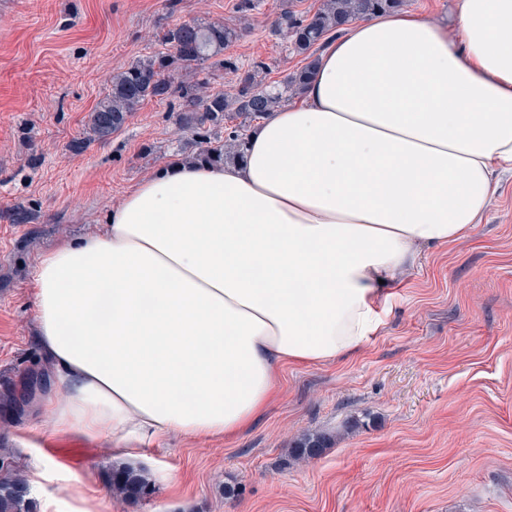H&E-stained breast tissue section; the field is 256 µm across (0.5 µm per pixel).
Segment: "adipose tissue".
I'll return each mask as SVG.
<instances>
[{
  "mask_svg": "<svg viewBox=\"0 0 512 512\" xmlns=\"http://www.w3.org/2000/svg\"><path fill=\"white\" fill-rule=\"evenodd\" d=\"M512 172V0L350 23L242 158L176 162L34 269L53 434L121 457L234 437L280 369L350 356L426 246L470 238Z\"/></svg>",
  "mask_w": 512,
  "mask_h": 512,
  "instance_id": "ef3b65f1",
  "label": "adipose tissue"
}]
</instances>
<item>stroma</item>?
I'll return each instance as SVG.
<instances>
[{
    "instance_id": "35a3bbf8",
    "label": "stroma",
    "mask_w": 512,
    "mask_h": 512,
    "mask_svg": "<svg viewBox=\"0 0 512 512\" xmlns=\"http://www.w3.org/2000/svg\"><path fill=\"white\" fill-rule=\"evenodd\" d=\"M0 0V454L30 477L36 512H512V178L483 224L426 250L390 290L384 326L351 356L288 365L268 407L231 439L173 436L133 459L155 490L113 494L112 445L43 431L47 363L33 336L39 256L104 223L143 178L175 161L167 103L145 101L78 156L112 73L183 21L237 22L226 53L270 77L300 66L271 31L282 0ZM33 220L15 224V205ZM327 432L309 460L291 449ZM54 472L36 476L41 458Z\"/></svg>"
}]
</instances>
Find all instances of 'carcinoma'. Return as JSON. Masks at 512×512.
Returning a JSON list of instances; mask_svg holds the SVG:
<instances>
[{
    "label": "carcinoma",
    "instance_id": "obj_1",
    "mask_svg": "<svg viewBox=\"0 0 512 512\" xmlns=\"http://www.w3.org/2000/svg\"><path fill=\"white\" fill-rule=\"evenodd\" d=\"M407 0H320L313 13L294 9V0L281 10L275 31L284 35L289 50L303 57L304 65L283 82L267 81L271 67L254 61L241 67L231 56L219 58L241 31L219 22H180L159 38L165 50L142 56L112 75L107 95L91 113L89 135L72 140L68 151L80 155L92 139L104 140L126 124L132 112L146 100L165 102L178 129L189 135L183 142V160L222 164L237 159L252 123L262 115L301 95L318 62L317 52L327 36H339L348 23L402 10ZM235 77L234 92L214 91L204 74L208 61ZM331 445V435L307 433L295 442L299 458H315ZM0 512H34L27 480L0 458ZM112 489L124 499L139 500L154 490L147 474L132 467L118 470Z\"/></svg>",
    "mask_w": 512,
    "mask_h": 512
}]
</instances>
